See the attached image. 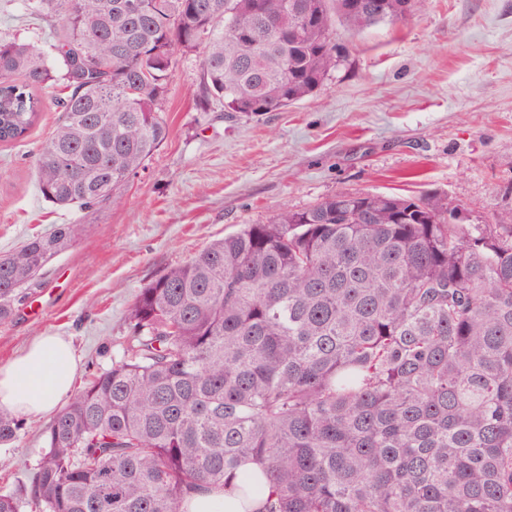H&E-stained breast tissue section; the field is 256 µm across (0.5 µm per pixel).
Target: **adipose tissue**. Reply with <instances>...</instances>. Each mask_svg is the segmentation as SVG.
Wrapping results in <instances>:
<instances>
[{
  "instance_id": "ef3b65f1",
  "label": "adipose tissue",
  "mask_w": 512,
  "mask_h": 512,
  "mask_svg": "<svg viewBox=\"0 0 512 512\" xmlns=\"http://www.w3.org/2000/svg\"><path fill=\"white\" fill-rule=\"evenodd\" d=\"M77 363L70 342L46 334L33 341L26 351L0 366V410L20 417H33L53 411L70 395ZM257 512L259 498L242 501L240 491L204 488L191 493L185 502L187 512Z\"/></svg>"
}]
</instances>
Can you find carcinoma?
<instances>
[{
  "mask_svg": "<svg viewBox=\"0 0 512 512\" xmlns=\"http://www.w3.org/2000/svg\"><path fill=\"white\" fill-rule=\"evenodd\" d=\"M48 65L0 37V142L60 94L35 180L105 208L168 135L176 52L197 98L261 116L316 92L352 32L426 0H27ZM84 232L56 224L0 254V321ZM112 367L53 419L31 490L0 512H185L203 486L257 512H512V208L448 223V199L340 190L246 224L142 288ZM19 422L0 412V443ZM251 461L259 473L243 472Z\"/></svg>",
  "mask_w": 512,
  "mask_h": 512,
  "instance_id": "cac0c4a2",
  "label": "carcinoma"
}]
</instances>
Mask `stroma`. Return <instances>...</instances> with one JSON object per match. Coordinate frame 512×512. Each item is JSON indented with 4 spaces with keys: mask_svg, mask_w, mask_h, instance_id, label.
<instances>
[{
    "mask_svg": "<svg viewBox=\"0 0 512 512\" xmlns=\"http://www.w3.org/2000/svg\"><path fill=\"white\" fill-rule=\"evenodd\" d=\"M42 21L0 0V33L34 40ZM312 96L260 117L200 111L197 55L179 53L163 118L168 136L122 204L64 208L40 194L34 164L59 114L52 101L24 140L0 143V253L54 225L81 238L31 282L0 322V366L54 332L74 346L75 388L121 356L140 291L213 240L341 189L428 192L474 224L512 207V0H428L424 11L361 33ZM53 414L23 419L0 446V492L30 486Z\"/></svg>",
    "mask_w": 512,
    "mask_h": 512,
    "instance_id": "stroma-1",
    "label": "stroma"
}]
</instances>
